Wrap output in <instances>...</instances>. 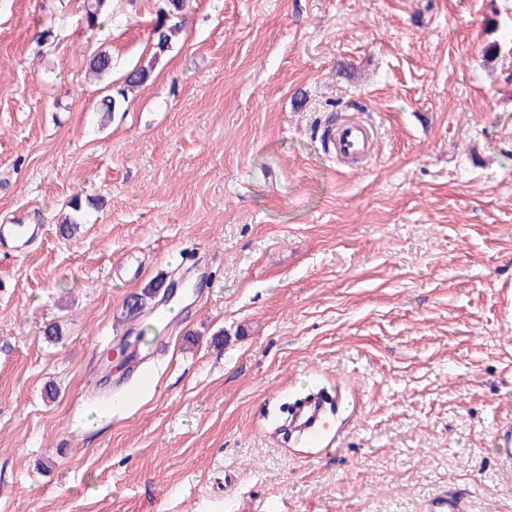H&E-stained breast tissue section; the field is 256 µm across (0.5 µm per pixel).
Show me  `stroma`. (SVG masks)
<instances>
[{
    "label": "stroma",
    "instance_id": "35a3bbf8",
    "mask_svg": "<svg viewBox=\"0 0 512 512\" xmlns=\"http://www.w3.org/2000/svg\"><path fill=\"white\" fill-rule=\"evenodd\" d=\"M166 3L93 33L82 0H0V225L43 226L0 247V512H512V50L482 53L512 0H184L103 118ZM353 114L358 171L319 132ZM155 280L153 333L120 313ZM140 335L145 373L110 367ZM322 388L338 444L274 436ZM170 9L168 11H161L157 22L154 26L153 37V53L154 59L158 58L161 54L168 51L172 45V39L182 29L181 21H171V14L174 11L180 12L183 6V0H168ZM150 73L151 70L144 67H137L128 72L122 84L102 98L100 112L106 113L107 116L116 112V109L128 100V93L145 83ZM492 446L507 483L512 482V418L505 416L496 424ZM431 507L430 512H466L465 497L449 489L440 494Z\"/></svg>",
    "mask_w": 512,
    "mask_h": 512
}]
</instances>
